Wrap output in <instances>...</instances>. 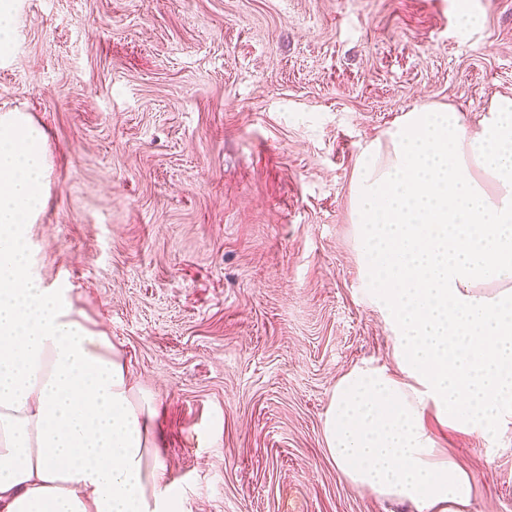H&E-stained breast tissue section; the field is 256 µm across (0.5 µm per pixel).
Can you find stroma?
Returning <instances> with one entry per match:
<instances>
[{"label":"stroma","instance_id":"35a3bbf8","mask_svg":"<svg viewBox=\"0 0 512 512\" xmlns=\"http://www.w3.org/2000/svg\"><path fill=\"white\" fill-rule=\"evenodd\" d=\"M15 0L0 114L47 136L32 271L70 289L157 408L183 512H415L351 485L323 418L393 367L353 222L361 153L424 103L512 96V0ZM512 512V423L435 427Z\"/></svg>","mask_w":512,"mask_h":512}]
</instances>
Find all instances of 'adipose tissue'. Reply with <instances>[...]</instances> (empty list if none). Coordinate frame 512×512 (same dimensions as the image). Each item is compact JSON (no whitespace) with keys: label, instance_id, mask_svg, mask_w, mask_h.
Returning <instances> with one entry per match:
<instances>
[{"label":"adipose tissue","instance_id":"obj_1","mask_svg":"<svg viewBox=\"0 0 512 512\" xmlns=\"http://www.w3.org/2000/svg\"><path fill=\"white\" fill-rule=\"evenodd\" d=\"M488 112L473 133L421 104L358 161V247L398 368L342 376L324 439L350 484L415 512L472 497L427 415L482 435L512 419V97ZM44 143L24 113L0 115V512H175L156 410L121 351L31 271Z\"/></svg>","mask_w":512,"mask_h":512}]
</instances>
